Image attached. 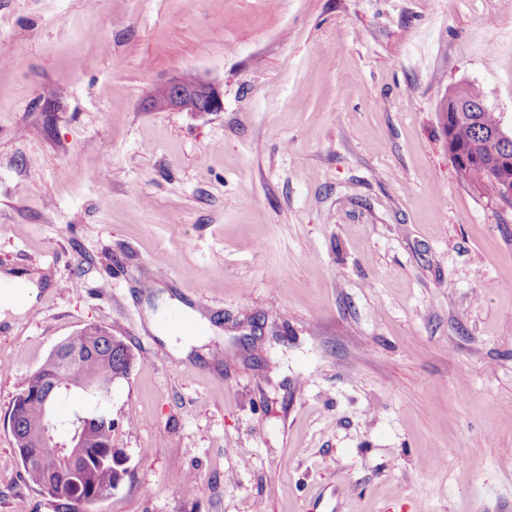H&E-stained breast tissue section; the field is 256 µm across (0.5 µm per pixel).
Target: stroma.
I'll list each match as a JSON object with an SVG mask.
<instances>
[{"label": "stroma", "instance_id": "35a3bbf8", "mask_svg": "<svg viewBox=\"0 0 512 512\" xmlns=\"http://www.w3.org/2000/svg\"><path fill=\"white\" fill-rule=\"evenodd\" d=\"M174 73L222 110L145 109ZM459 83L512 128V0H0V272L46 279L0 512H54L8 418L91 323L137 357L94 512H512V208L457 176Z\"/></svg>", "mask_w": 512, "mask_h": 512}]
</instances>
